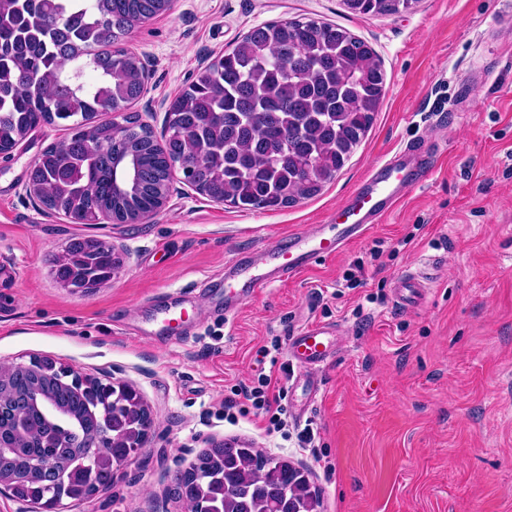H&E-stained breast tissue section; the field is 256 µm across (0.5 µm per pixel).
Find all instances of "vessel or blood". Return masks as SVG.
Wrapping results in <instances>:
<instances>
[{
    "label": "vessel or blood",
    "mask_w": 512,
    "mask_h": 512,
    "mask_svg": "<svg viewBox=\"0 0 512 512\" xmlns=\"http://www.w3.org/2000/svg\"><path fill=\"white\" fill-rule=\"evenodd\" d=\"M413 147L372 168L351 194L345 208L337 211L327 227L296 234L271 254L273 271L247 272L243 267H228L224 272V314L234 315L249 299L262 294L275 280H290L309 270L318 261L336 256L350 244L364 238L374 225L393 214L406 198L405 188L413 179L405 164ZM430 292L426 273H405L394 280L393 298L398 306L420 305ZM337 329L334 325L312 321L293 331L288 338L289 357L300 365L317 370L336 357Z\"/></svg>",
    "instance_id": "vessel-or-blood-1"
}]
</instances>
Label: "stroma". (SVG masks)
Segmentation results:
<instances>
[{
  "mask_svg": "<svg viewBox=\"0 0 512 512\" xmlns=\"http://www.w3.org/2000/svg\"><path fill=\"white\" fill-rule=\"evenodd\" d=\"M301 17L367 41L385 72L367 135L312 198L244 210L176 179L150 218L74 224L26 192L61 126L0 156V363L48 357L129 384L153 419L144 453L65 512H184L173 474L232 439L307 468L321 512H512V0H414L378 16L342 0H175L125 42L148 71L134 111L162 132L170 100L244 33ZM416 141L434 167L392 216L225 321V265L325 223L372 166ZM80 237L123 260L93 289L54 274L53 258ZM408 270L429 273L431 292L403 309L391 290ZM354 272L361 286L347 282ZM179 294L194 332L176 341L158 311ZM313 320L338 329L335 360L315 372L285 347ZM258 368L295 391L287 434L251 411L224 420L225 397ZM306 427L316 451L297 444Z\"/></svg>",
  "mask_w": 512,
  "mask_h": 512,
  "instance_id": "obj_1",
  "label": "stroma"
}]
</instances>
